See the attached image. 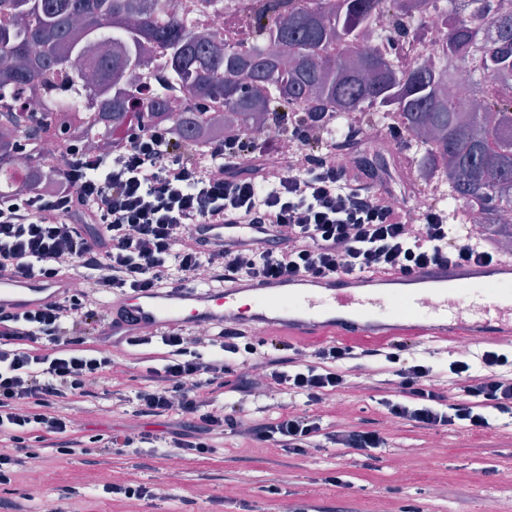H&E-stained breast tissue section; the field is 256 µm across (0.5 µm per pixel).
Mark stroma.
Wrapping results in <instances>:
<instances>
[{
    "instance_id": "1",
    "label": "stroma",
    "mask_w": 512,
    "mask_h": 512,
    "mask_svg": "<svg viewBox=\"0 0 512 512\" xmlns=\"http://www.w3.org/2000/svg\"><path fill=\"white\" fill-rule=\"evenodd\" d=\"M329 426L378 428L387 447L371 457L342 448H311L306 454L227 435L224 449L205 457H177L164 448L133 456L97 452L87 444L61 459H29L18 473L17 494L32 499L35 512L61 507L60 491L79 492L78 512H512V416L487 409L486 429L428 430L389 417L377 392L351 386L314 407ZM78 435H110L140 424L163 430L159 419L137 420L131 407L88 397L67 406ZM247 477L248 493L238 480ZM151 482L157 505L104 494L103 485Z\"/></svg>"
}]
</instances>
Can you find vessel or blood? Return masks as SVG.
Masks as SVG:
<instances>
[{
	"label": "vessel or blood",
	"instance_id": "1",
	"mask_svg": "<svg viewBox=\"0 0 512 512\" xmlns=\"http://www.w3.org/2000/svg\"><path fill=\"white\" fill-rule=\"evenodd\" d=\"M255 224H213L209 234L255 239ZM75 278L18 281L0 275V307L24 312L74 290ZM107 335L144 330L158 336L233 322L252 336L276 329L289 335L345 344L420 346L438 341L512 345V257L410 273L243 279L230 286L191 282L146 292H117L103 308Z\"/></svg>",
	"mask_w": 512,
	"mask_h": 512
}]
</instances>
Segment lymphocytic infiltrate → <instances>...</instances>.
<instances>
[{"mask_svg": "<svg viewBox=\"0 0 512 512\" xmlns=\"http://www.w3.org/2000/svg\"><path fill=\"white\" fill-rule=\"evenodd\" d=\"M300 151L278 158L266 142L240 149L236 142L201 145L193 154L165 128L130 125L110 156L59 143L58 158H45L44 183L0 198V272L16 279L52 278L79 270L100 294L142 292L163 282L229 283L282 277L411 272L490 263L469 224H452L436 206L416 229L408 208L389 190L337 169L331 155L313 157L312 125L294 128ZM223 169L209 177V167ZM239 219L270 226L268 236L218 240L196 232L199 224ZM161 342L162 363L146 367L127 390L109 380L112 355L100 325L98 303L73 294L42 308L14 313L0 308V487L12 484L29 457V442L49 456L71 455L63 403L96 394L115 406L133 405L138 417H166L165 431L113 432L111 446L137 450L161 444L173 455L214 452L226 432L246 428L253 440L302 454L318 441L357 452L382 447L377 430L328 429L313 405L349 382L350 362L373 359L393 397L381 404L398 421L423 428L488 427L491 407L512 414V359L483 351L480 369L456 359L447 373L434 370L424 351L401 358L397 347L356 351L322 345L306 351L273 338L256 351L249 334L227 324L199 338L179 332L126 337L137 349ZM303 399L300 411L261 418L246 413L243 399L256 382ZM227 387L238 401L216 410L211 394Z\"/></svg>", "mask_w": 512, "mask_h": 512, "instance_id": "obj_1", "label": "lymphocytic infiltrate"}]
</instances>
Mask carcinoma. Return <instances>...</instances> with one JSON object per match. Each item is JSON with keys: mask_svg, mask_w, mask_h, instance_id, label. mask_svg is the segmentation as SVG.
<instances>
[{"mask_svg": "<svg viewBox=\"0 0 512 512\" xmlns=\"http://www.w3.org/2000/svg\"><path fill=\"white\" fill-rule=\"evenodd\" d=\"M443 11L446 43L432 65L417 59L395 64L361 38L385 10L415 24L394 22L387 34L426 43L425 15ZM117 38L112 57L90 59L96 40ZM163 51L168 74L182 93L171 98L135 88L128 75L144 62L142 50ZM89 65L61 90L82 96L74 109L67 95L45 98L49 76L72 62ZM476 66L467 92L451 96L456 69ZM45 98V112L16 135L0 134V177L8 193L35 190L44 179L30 163L25 181L13 172L19 144L42 154L50 135L91 141L106 152L115 130L135 112L146 129L163 126L185 147L213 138L220 125H250L307 103L335 114L394 115L424 140L417 181L448 183L453 203H476L486 231L512 242V0H307L281 12L262 29L261 44L242 53L224 40L196 33L184 20L163 17L156 0H0V116L13 115L30 98ZM218 105L220 112L207 107Z\"/></svg>", "mask_w": 512, "mask_h": 512, "instance_id": "carcinoma-1", "label": "carcinoma"}]
</instances>
